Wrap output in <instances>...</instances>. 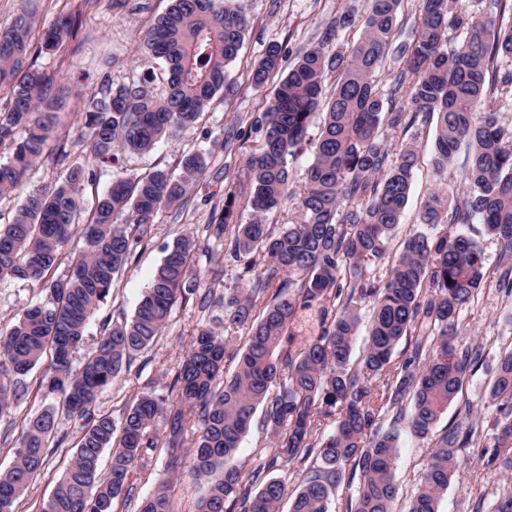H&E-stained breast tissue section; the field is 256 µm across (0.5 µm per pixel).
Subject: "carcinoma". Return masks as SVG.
I'll list each match as a JSON object with an SVG mask.
<instances>
[{
    "mask_svg": "<svg viewBox=\"0 0 512 512\" xmlns=\"http://www.w3.org/2000/svg\"><path fill=\"white\" fill-rule=\"evenodd\" d=\"M402 0H370L361 38L334 53L320 43L303 51L283 71L282 48L272 43L250 74L260 90L272 75L278 85L260 122L264 143L250 156V218L232 221L236 198L229 191L214 235L224 238V257L246 261L253 287L226 288L220 300L224 327L247 331L244 349L227 336L199 325L171 391L142 393L120 423L93 412L99 394L120 376L130 357L148 347L166 328L174 305L196 293L189 276L199 243L188 232L177 238L130 319L105 322L94 354L79 367L72 357L89 320L110 295L115 276L128 265L138 238L130 225L150 224L157 210L182 202L206 168L201 154L185 158L173 175L155 167L136 179L117 176L97 197L81 226L85 248L68 274L49 280L62 248L83 209L78 186L92 167L118 152L142 154L197 121L220 91L234 83L229 66L237 58L248 27L240 0H171L143 40L145 53L165 63L167 96L148 77L112 86L101 81L99 95L82 111L90 140L87 162L69 163L62 148L48 160L64 167L54 184L29 191L9 224L0 225V279L19 278L45 287L50 301L29 307L6 334L0 333V415L17 396L15 378L48 360L41 386L60 395L62 409L83 424L74 459L43 512H114V501L129 490L137 463L164 442L172 461L140 512H174L171 476L181 467L206 479L194 512H278L288 495L281 478L261 482L264 471L316 455L315 465L296 489L290 512H330L331 495L346 477L359 475L357 495L346 512H393L398 433L382 420L407 418L417 438L430 441L408 512H438L448 487L468 465L467 449L484 431L463 407L460 422L433 433L440 416L463 391L481 362L478 349L453 342L459 312L490 281L482 245L458 229L477 219L503 244L496 287L512 293V129L492 108L512 99V25L477 24L457 12L454 0H419L416 25L397 26ZM466 32L448 48V30ZM31 23L24 16L0 29V86H9L10 107L0 112V149L12 159L0 163V197L11 195L43 156L54 124L48 79L24 67ZM73 20L58 17L42 32V49H58L74 35ZM404 61L390 93L378 77L387 56ZM335 76L325 93L324 81ZM320 135L307 139L319 108ZM437 117L432 166L448 171L461 146L470 152L466 194L451 202L430 193L419 214L435 234L408 236L386 275L369 274V261L385 257L408 203L417 155L404 147L392 153L380 138L385 123L409 130ZM313 161L303 174L298 222L270 228L267 214L293 197L290 160L304 144ZM274 299L257 311L269 289ZM316 304L321 329L303 348L288 347V330L301 306ZM372 310L367 346L352 360L361 309ZM409 354L393 355L400 342ZM236 362L225 376L226 362ZM494 407L493 443L486 466L512 471V349L500 352L486 391ZM276 436L274 454L249 473L236 461L253 416ZM198 429L187 438L189 418ZM332 418L334 431L319 433ZM56 412L28 420L12 468L0 475V512H18V500L44 471L57 433ZM193 449L190 458L180 456ZM112 449L103 473L102 452ZM259 489H254L256 484Z\"/></svg>",
    "mask_w": 512,
    "mask_h": 512,
    "instance_id": "carcinoma-1",
    "label": "carcinoma"
}]
</instances>
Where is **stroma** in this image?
Returning a JSON list of instances; mask_svg holds the SVG:
<instances>
[{"instance_id": "stroma-1", "label": "stroma", "mask_w": 512, "mask_h": 512, "mask_svg": "<svg viewBox=\"0 0 512 512\" xmlns=\"http://www.w3.org/2000/svg\"><path fill=\"white\" fill-rule=\"evenodd\" d=\"M241 3L249 24L243 46L230 68V77L238 85L237 92L229 97L216 94L195 124L182 129L175 137L160 141L148 153L122 154L114 163L96 167L93 179L78 187L79 196L89 206L115 176L132 179L157 166L177 172L187 154L197 151L206 157L203 174L182 203L161 208L153 222L145 225L131 261L113 285L111 298L89 321L74 354V364H81L96 349L105 321L133 316L168 247L181 234L194 232L200 243L191 261L192 270L199 278L196 296L174 306L163 335L133 356L93 406L95 413L117 421L141 392L167 393L198 324L223 331L224 311L217 306V299L225 289H247L252 284V276L243 265L225 262L224 243L213 237L211 226L219 221L228 189L246 188L247 159L263 142L264 131L258 118L264 95L249 84L254 63L272 43L282 46L287 61H294L301 51L326 39L325 32L337 13L346 10L354 13L356 24L340 30L330 41L335 46L355 43L362 34L370 0H241ZM169 5L170 0H0V28L11 26L23 15L32 22L27 60L49 78L53 111L57 116L49 149L62 146L70 161H87L89 140L80 110L97 94L102 75H109L116 86L146 75L152 78L157 93H165V66L141 51L140 41ZM61 15L76 21V37L68 39L53 53L40 52L42 29ZM435 131L436 123L432 120L416 123L404 133L386 127L381 130L390 150L396 152L410 145L418 157L401 226L388 243L389 256L399 255L406 235L419 230L418 212L429 192L444 182L452 185L457 194L467 190L465 151H458L447 175H437L433 170ZM60 173V167L47 160L34 164L25 188L0 199V224L11 222L28 189L50 184ZM46 298V291L30 281H0V330L11 328L27 307ZM455 343L461 349L481 348V366L438 425L444 428L456 424L458 411L466 402L471 405L473 417L490 424L494 412L483 394L495 372L500 350L512 347V294L493 287L483 289L460 312ZM40 379L41 371L37 368L21 377L14 404L8 415L0 417V473L13 464L24 421L48 407L59 411V398L46 394ZM56 424L59 444L50 449L44 472L20 498L19 512H41L76 451L79 436L76 418L59 411ZM273 451L272 434L260 420H253L237 453L244 471L265 462ZM429 453L427 441L413 437L408 429H401L395 470L400 496L394 505L395 512H406L416 476ZM482 454V448L470 449L467 468L440 500L438 512H491L503 488L504 476L500 471L486 468ZM168 460L166 448L157 447L145 466L137 467L128 496L115 504L116 512H138L157 478L165 473ZM479 501L484 504L480 510L475 507Z\"/></svg>"}]
</instances>
